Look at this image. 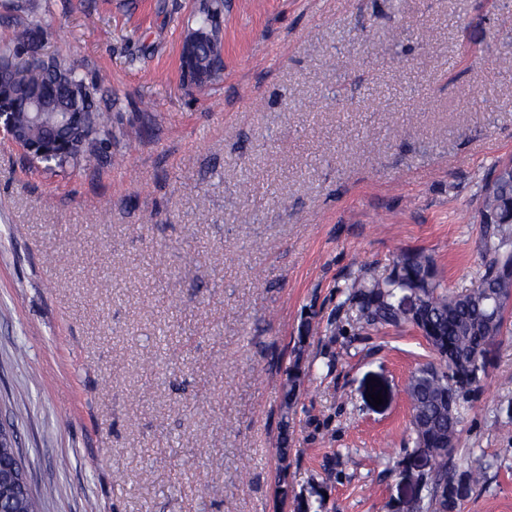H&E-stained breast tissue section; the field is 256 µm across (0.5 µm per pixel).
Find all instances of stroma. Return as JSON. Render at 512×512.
<instances>
[{"mask_svg":"<svg viewBox=\"0 0 512 512\" xmlns=\"http://www.w3.org/2000/svg\"><path fill=\"white\" fill-rule=\"evenodd\" d=\"M36 2L45 54L109 73L126 132L122 167L56 174L0 133V425L43 512H418L407 386L436 354L351 284L408 251L476 283L512 0H224L223 70L193 89L199 0ZM483 362L451 468L480 475L462 512H512V307ZM285 375L283 405L284 409L287 410L297 400L302 384V372L299 362L296 361L293 365L286 368Z\"/></svg>","mask_w":512,"mask_h":512,"instance_id":"stroma-1","label":"stroma"}]
</instances>
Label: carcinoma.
Masks as SVG:
<instances>
[{
	"label": "carcinoma",
	"mask_w": 512,
	"mask_h": 512,
	"mask_svg": "<svg viewBox=\"0 0 512 512\" xmlns=\"http://www.w3.org/2000/svg\"><path fill=\"white\" fill-rule=\"evenodd\" d=\"M223 0H202L188 18L184 41L192 40L193 58L181 55V71L186 87L202 85L215 78L222 67V43L219 17ZM25 13L13 23L0 26V62L11 65L9 79L0 83V112L14 114L15 122L28 128L29 139L39 141L45 127L56 122L59 112H83L92 132L78 156L52 155L29 158L31 164L51 173L71 163L94 168L112 158V101L102 102L104 78L88 79L68 57L50 58L52 68L40 63L44 30L32 16L34 6H17ZM480 223L488 225L481 239L482 271L471 288L450 294L434 272L431 258L422 252L400 255L390 275L369 283H353L359 289V311L370 324L399 325L407 320L395 305L397 294L417 280L429 279L426 292L428 316L423 330L426 340L438 356L411 376L407 394L411 405V426L417 446L434 452V475L421 479L427 491L426 508L433 497L448 504V512H461L478 476L472 470L448 475V458L455 451L459 427L466 404L481 381L472 363L484 342L493 340L502 330L505 309L490 300L491 294L512 293V165H501L485 183L479 210ZM284 409L297 400L302 384L299 362L285 370ZM291 466L288 438L279 449V483L288 497L286 477ZM45 492L23 497L0 495V512H41Z\"/></svg>",
	"instance_id": "obj_1"
}]
</instances>
